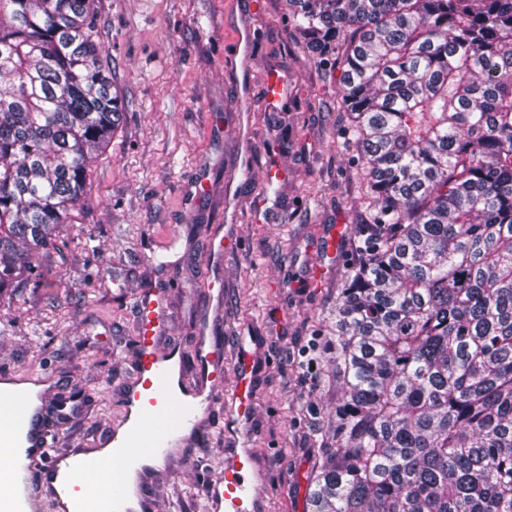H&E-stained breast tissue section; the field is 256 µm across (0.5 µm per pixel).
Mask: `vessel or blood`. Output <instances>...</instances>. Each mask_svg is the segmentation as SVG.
Wrapping results in <instances>:
<instances>
[{
	"label": "vessel or blood",
	"mask_w": 512,
	"mask_h": 512,
	"mask_svg": "<svg viewBox=\"0 0 512 512\" xmlns=\"http://www.w3.org/2000/svg\"><path fill=\"white\" fill-rule=\"evenodd\" d=\"M165 297V287L157 286L141 289L134 301L138 339L126 406L136 410L138 421L125 436L113 431L102 439V446L112 449L111 465L98 466L81 450L57 453L56 432L33 415L28 397L5 395L10 409L0 412V442L13 443L16 454L11 483L0 491V512H40L47 501L62 512H134L125 493L128 474L143 473L149 463L168 458L175 443L193 435L219 404L226 410L224 475L210 491V512H264L258 458L253 449L240 447L238 439L240 426L252 414L251 358L235 351L236 381L228 388L214 368L211 351L200 349L197 382L177 385L175 377L183 372L181 354L160 342ZM93 467L100 470V487L77 484L76 475Z\"/></svg>",
	"instance_id": "obj_1"
}]
</instances>
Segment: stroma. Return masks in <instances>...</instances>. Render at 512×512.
Wrapping results in <instances>:
<instances>
[{
    "mask_svg": "<svg viewBox=\"0 0 512 512\" xmlns=\"http://www.w3.org/2000/svg\"><path fill=\"white\" fill-rule=\"evenodd\" d=\"M94 22L125 110L37 277L0 290V381L41 383L60 448L92 450L125 416L135 297L168 285L162 342L186 380L203 337L256 363L241 433L266 512H308L340 394L325 347L360 221L336 73L296 44L286 0H94ZM241 40L249 63L227 68ZM216 235L230 240L220 254ZM223 472L215 418L142 483L155 512H207Z\"/></svg>",
    "mask_w": 512,
    "mask_h": 512,
    "instance_id": "obj_1",
    "label": "stroma"
}]
</instances>
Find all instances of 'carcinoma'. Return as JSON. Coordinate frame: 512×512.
Listing matches in <instances>:
<instances>
[{"label":"carcinoma","mask_w":512,"mask_h":512,"mask_svg":"<svg viewBox=\"0 0 512 512\" xmlns=\"http://www.w3.org/2000/svg\"><path fill=\"white\" fill-rule=\"evenodd\" d=\"M92 3L0 0V289L124 111ZM288 25L361 159L310 512H512V0H288Z\"/></svg>","instance_id":"obj_1"}]
</instances>
